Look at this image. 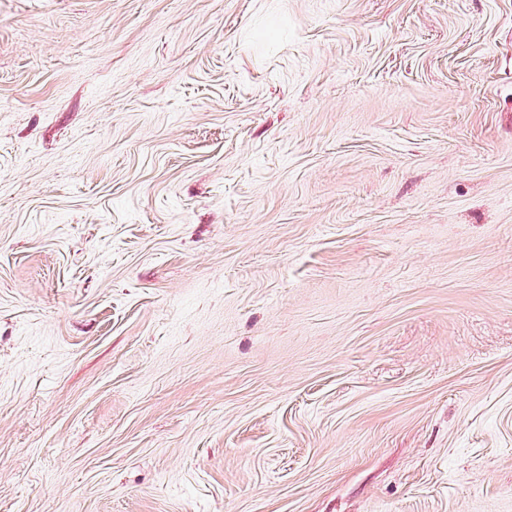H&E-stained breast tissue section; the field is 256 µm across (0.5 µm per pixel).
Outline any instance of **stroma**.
<instances>
[{
	"label": "stroma",
	"instance_id": "1",
	"mask_svg": "<svg viewBox=\"0 0 512 512\" xmlns=\"http://www.w3.org/2000/svg\"><path fill=\"white\" fill-rule=\"evenodd\" d=\"M0 512H512V0H0Z\"/></svg>",
	"mask_w": 512,
	"mask_h": 512
}]
</instances>
